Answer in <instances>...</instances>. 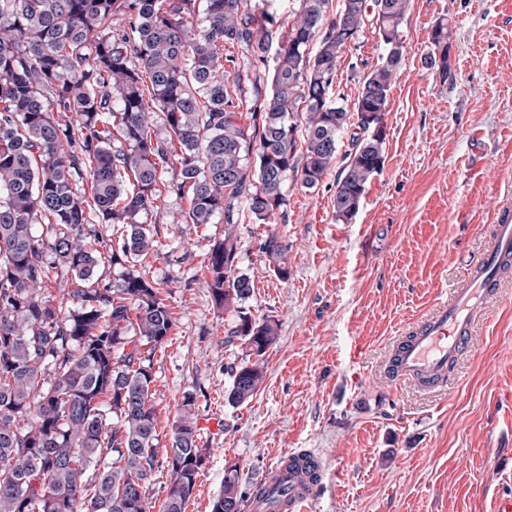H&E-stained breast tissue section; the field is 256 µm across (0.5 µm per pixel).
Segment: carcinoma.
<instances>
[{
    "label": "carcinoma",
    "mask_w": 512,
    "mask_h": 512,
    "mask_svg": "<svg viewBox=\"0 0 512 512\" xmlns=\"http://www.w3.org/2000/svg\"><path fill=\"white\" fill-rule=\"evenodd\" d=\"M293 2L285 25L274 0H0V512H185L210 448L192 393L171 447L154 444L151 360L174 321L141 269L158 246L143 217L165 191L190 194L173 224L224 218L207 287L229 316L224 344L249 351L227 367V401L263 385L278 323L248 305L239 226L286 211L290 177L318 187L345 134L333 208L338 221L357 214L384 166L409 7L342 0L330 19L328 0ZM368 22L384 53L350 106L332 95L336 63ZM450 40L438 21L424 57L444 81ZM259 252L288 278L279 235ZM106 261L120 267L108 281ZM165 470L158 504L150 488ZM275 495L230 467L211 512Z\"/></svg>",
    "instance_id": "1"
}]
</instances>
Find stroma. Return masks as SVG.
Returning a JSON list of instances; mask_svg holds the SVG:
<instances>
[{
	"label": "stroma",
	"mask_w": 512,
	"mask_h": 512,
	"mask_svg": "<svg viewBox=\"0 0 512 512\" xmlns=\"http://www.w3.org/2000/svg\"><path fill=\"white\" fill-rule=\"evenodd\" d=\"M447 19L449 80L424 64L430 32ZM406 50L390 93L385 163L348 222L333 210L336 174L317 188L288 186L285 218L240 225V267L254 284L257 316L279 323L254 399L228 404L226 369L246 350L224 343L225 321L206 288L210 244L223 218L174 224L186 196L151 213L162 242L146 260L174 319L154 358L158 448L185 393L197 396L211 449L186 512H210L237 466L259 484L288 451L310 448L331 477L309 512H496L512 497V273L478 317L472 352L444 391L387 381L390 343L463 279L486 245L476 225L512 207V0H411ZM383 53L366 27L337 62L335 91L355 101ZM288 245V277L258 250L267 234ZM186 254L179 265L169 251Z\"/></svg>",
	"instance_id": "1"
}]
</instances>
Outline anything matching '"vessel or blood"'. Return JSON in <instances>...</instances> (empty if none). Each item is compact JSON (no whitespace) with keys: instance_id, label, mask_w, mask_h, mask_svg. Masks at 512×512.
<instances>
[{"instance_id":"b4317fda","label":"vessel or blood","mask_w":512,"mask_h":512,"mask_svg":"<svg viewBox=\"0 0 512 512\" xmlns=\"http://www.w3.org/2000/svg\"><path fill=\"white\" fill-rule=\"evenodd\" d=\"M512 265V212L496 217L494 232L467 277L430 315L416 322L388 359L387 371L396 379L422 386L446 380L451 368L469 353L479 313L499 293L504 267ZM328 462L317 452H307L295 466H273L268 481L282 485V500L252 501L249 512H304L320 478L326 477Z\"/></svg>"}]
</instances>
